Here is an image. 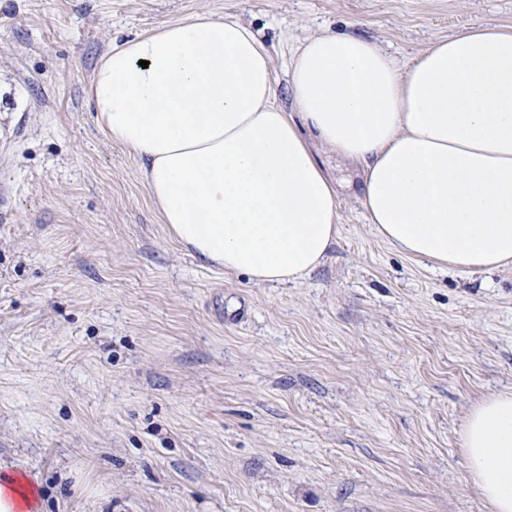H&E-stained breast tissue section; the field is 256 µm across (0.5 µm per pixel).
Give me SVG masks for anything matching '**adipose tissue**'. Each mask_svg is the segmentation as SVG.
Instances as JSON below:
<instances>
[{
    "instance_id": "ef3b65f1",
    "label": "adipose tissue",
    "mask_w": 512,
    "mask_h": 512,
    "mask_svg": "<svg viewBox=\"0 0 512 512\" xmlns=\"http://www.w3.org/2000/svg\"><path fill=\"white\" fill-rule=\"evenodd\" d=\"M288 91L289 111L249 27L199 14L112 47L89 96L170 238L254 285L299 281L336 245L315 140L358 167L359 202L392 247L462 271L512 265V29L438 40L407 67L317 34L293 52ZM461 446L490 512H512V392L470 409Z\"/></svg>"
}]
</instances>
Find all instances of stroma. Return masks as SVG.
I'll return each instance as SVG.
<instances>
[{"label":"stroma","instance_id":"35a3bbf8","mask_svg":"<svg viewBox=\"0 0 512 512\" xmlns=\"http://www.w3.org/2000/svg\"><path fill=\"white\" fill-rule=\"evenodd\" d=\"M289 56L365 38L411 65L512 0H0V478L40 512H488L459 446L512 391V266L409 257L326 148L339 233L298 283L258 287L172 240L138 159L93 119L113 46L198 14Z\"/></svg>","mask_w":512,"mask_h":512}]
</instances>
